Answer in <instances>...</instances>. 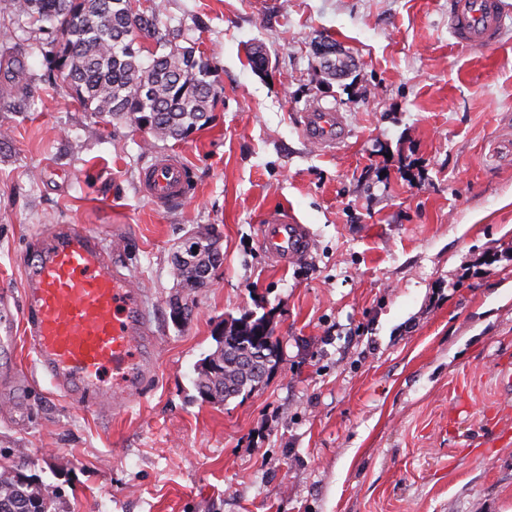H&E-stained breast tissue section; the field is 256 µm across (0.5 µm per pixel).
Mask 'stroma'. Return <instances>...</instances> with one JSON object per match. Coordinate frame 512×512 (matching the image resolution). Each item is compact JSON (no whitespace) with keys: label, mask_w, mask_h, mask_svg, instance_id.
<instances>
[{"label":"stroma","mask_w":512,"mask_h":512,"mask_svg":"<svg viewBox=\"0 0 512 512\" xmlns=\"http://www.w3.org/2000/svg\"><path fill=\"white\" fill-rule=\"evenodd\" d=\"M132 5L210 66L213 120L188 139L103 126L53 76L58 33L0 0V473L24 466L62 512H512V16L472 50L448 0ZM311 104L347 117L333 152L301 135ZM161 153L192 174L169 209L139 186ZM277 207L313 236L285 267L259 237ZM49 224L117 241L144 294L157 371L124 413L73 405L24 340L22 268ZM210 229L224 264L181 288L175 253ZM248 313L280 364L205 401L196 368Z\"/></svg>","instance_id":"stroma-1"}]
</instances>
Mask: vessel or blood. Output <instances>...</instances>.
I'll list each match as a JSON object with an SVG mask.
<instances>
[{"label": "vessel or blood", "mask_w": 512, "mask_h": 512, "mask_svg": "<svg viewBox=\"0 0 512 512\" xmlns=\"http://www.w3.org/2000/svg\"><path fill=\"white\" fill-rule=\"evenodd\" d=\"M504 0H448V26L464 48H489L504 34ZM301 132L324 151L348 135L340 112L312 109L302 115ZM189 168L165 154L142 168V192L160 208L187 194ZM265 254L282 266L304 259L312 236L285 208L264 213L260 221ZM21 319L41 372L78 406L111 401L113 410L129 408L156 373L154 332L143 316V293L126 266L83 224H53L43 233L24 268ZM111 369V383L100 374Z\"/></svg>", "instance_id": "1"}]
</instances>
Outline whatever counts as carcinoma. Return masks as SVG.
<instances>
[{"instance_id": "1", "label": "carcinoma", "mask_w": 512, "mask_h": 512, "mask_svg": "<svg viewBox=\"0 0 512 512\" xmlns=\"http://www.w3.org/2000/svg\"><path fill=\"white\" fill-rule=\"evenodd\" d=\"M19 14L60 32L53 66L62 86L104 122L127 121L166 139L184 140L208 125L218 98L210 67L195 47H175L139 60L137 38L154 34L157 15L133 10L131 0H15ZM224 262L208 246L179 268L184 288L201 270ZM280 358L273 328L263 317L224 321L215 349L197 367L203 399L226 403L258 389ZM55 493L21 473L0 478V512H51Z\"/></svg>"}]
</instances>
